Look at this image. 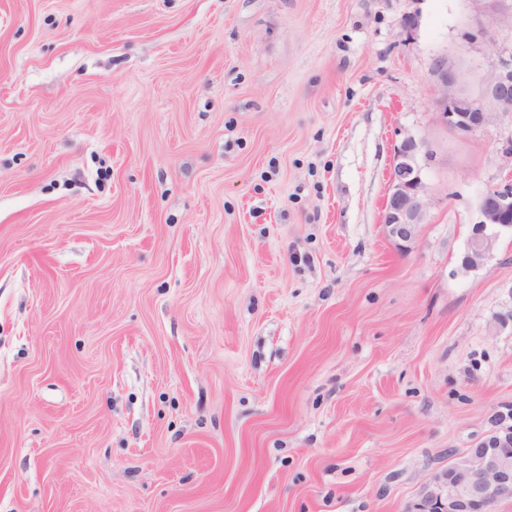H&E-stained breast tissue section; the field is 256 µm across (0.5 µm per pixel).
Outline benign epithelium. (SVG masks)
<instances>
[{"instance_id": "obj_1", "label": "benign epithelium", "mask_w": 512, "mask_h": 512, "mask_svg": "<svg viewBox=\"0 0 512 512\" xmlns=\"http://www.w3.org/2000/svg\"><path fill=\"white\" fill-rule=\"evenodd\" d=\"M429 78L437 122L453 133H472L493 113L512 112V57L500 60L476 93L467 87V69L460 56L435 54ZM423 157H429L426 143L414 136L405 138L394 151L382 224L387 237L404 250L415 242L427 220ZM478 211L480 220L472 226L461 260L465 272L484 264L500 235L512 232V173L480 198ZM503 501H512L511 425L489 433L460 454H450L448 467L436 476L435 487L425 493L418 512H491Z\"/></svg>"}]
</instances>
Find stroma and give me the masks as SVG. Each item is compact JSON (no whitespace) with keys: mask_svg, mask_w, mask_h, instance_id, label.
I'll return each mask as SVG.
<instances>
[{"mask_svg":"<svg viewBox=\"0 0 512 512\" xmlns=\"http://www.w3.org/2000/svg\"><path fill=\"white\" fill-rule=\"evenodd\" d=\"M439 52L512 0H0V512H414L512 425V112L442 128ZM425 148L423 140L408 136L394 151L382 224L387 237L404 250L415 242L420 226L427 220L429 195L421 165L422 156L429 157ZM478 211L480 220L472 226L461 260L465 272L491 258L503 232L512 233V173L480 198Z\"/></svg>","mask_w":512,"mask_h":512,"instance_id":"obj_1","label":"stroma"}]
</instances>
